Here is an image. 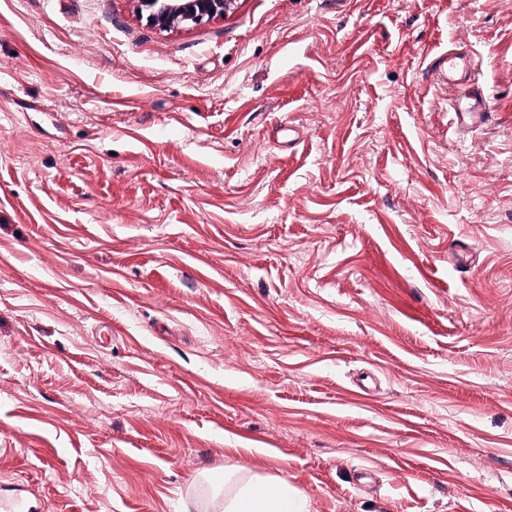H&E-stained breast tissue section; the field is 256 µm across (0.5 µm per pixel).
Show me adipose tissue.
Wrapping results in <instances>:
<instances>
[{
	"mask_svg": "<svg viewBox=\"0 0 512 512\" xmlns=\"http://www.w3.org/2000/svg\"><path fill=\"white\" fill-rule=\"evenodd\" d=\"M216 507L218 512H309L310 505L295 488H276L265 480L251 478Z\"/></svg>",
	"mask_w": 512,
	"mask_h": 512,
	"instance_id": "adipose-tissue-1",
	"label": "adipose tissue"
}]
</instances>
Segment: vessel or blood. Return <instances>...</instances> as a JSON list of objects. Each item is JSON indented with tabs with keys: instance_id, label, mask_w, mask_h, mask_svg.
Listing matches in <instances>:
<instances>
[{
	"instance_id": "1",
	"label": "vessel or blood",
	"mask_w": 512,
	"mask_h": 512,
	"mask_svg": "<svg viewBox=\"0 0 512 512\" xmlns=\"http://www.w3.org/2000/svg\"><path fill=\"white\" fill-rule=\"evenodd\" d=\"M438 71L443 83L453 90L450 109L455 112L461 128L480 126L489 114L488 101L476 75L479 65L467 52L444 51L436 54L427 64Z\"/></svg>"
}]
</instances>
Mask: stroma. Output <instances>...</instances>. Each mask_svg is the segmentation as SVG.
I'll list each match as a JSON object with an SVG mask.
<instances>
[{
  "label": "stroma",
  "instance_id": "35a3bbf8",
  "mask_svg": "<svg viewBox=\"0 0 512 512\" xmlns=\"http://www.w3.org/2000/svg\"><path fill=\"white\" fill-rule=\"evenodd\" d=\"M239 466L512 512V0H0V492L213 512ZM137 15L160 31L197 28L224 18L236 0H137ZM427 69L437 70L443 83L452 88L450 111L462 129L478 127L486 120L489 105L476 79L479 65L472 54L444 51L428 61Z\"/></svg>",
  "mask_w": 512,
  "mask_h": 512
}]
</instances>
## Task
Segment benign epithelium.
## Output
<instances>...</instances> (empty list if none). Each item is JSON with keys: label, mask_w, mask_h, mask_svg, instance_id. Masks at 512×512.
Here are the masks:
<instances>
[{"label": "benign epithelium", "mask_w": 512, "mask_h": 512, "mask_svg": "<svg viewBox=\"0 0 512 512\" xmlns=\"http://www.w3.org/2000/svg\"><path fill=\"white\" fill-rule=\"evenodd\" d=\"M236 0H137V15L160 31L197 28L222 19Z\"/></svg>", "instance_id": "1"}]
</instances>
